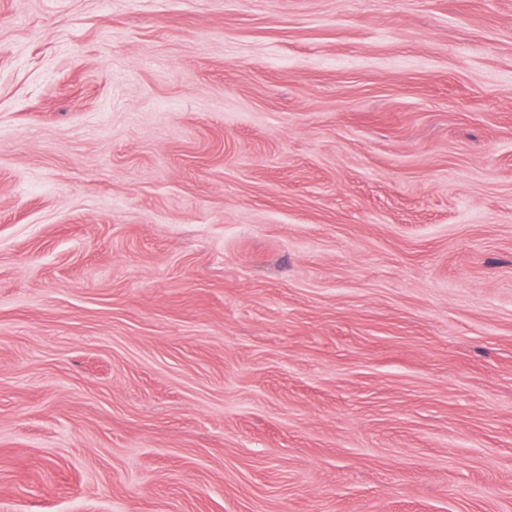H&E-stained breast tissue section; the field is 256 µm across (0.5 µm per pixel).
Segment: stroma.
Returning a JSON list of instances; mask_svg holds the SVG:
<instances>
[{
	"instance_id": "35a3bbf8",
	"label": "stroma",
	"mask_w": 512,
	"mask_h": 512,
	"mask_svg": "<svg viewBox=\"0 0 512 512\" xmlns=\"http://www.w3.org/2000/svg\"><path fill=\"white\" fill-rule=\"evenodd\" d=\"M0 512H512V0H0Z\"/></svg>"
}]
</instances>
